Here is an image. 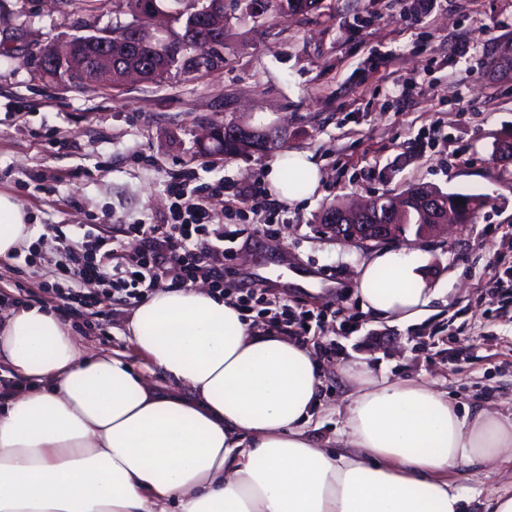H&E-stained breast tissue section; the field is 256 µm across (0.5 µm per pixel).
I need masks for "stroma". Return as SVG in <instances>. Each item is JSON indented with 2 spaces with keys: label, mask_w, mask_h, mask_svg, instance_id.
Here are the masks:
<instances>
[{
  "label": "stroma",
  "mask_w": 512,
  "mask_h": 512,
  "mask_svg": "<svg viewBox=\"0 0 512 512\" xmlns=\"http://www.w3.org/2000/svg\"><path fill=\"white\" fill-rule=\"evenodd\" d=\"M128 20L121 0H0V192L34 229L28 259L0 262V311L44 306L59 281L48 263L59 234L75 239L93 224L122 241L128 225L170 223L166 187L190 173L223 188L204 203L237 236L224 272L233 297L253 289L308 319L301 341L322 381L308 432L322 447L337 445L352 390L344 371L358 365L376 379L427 383L469 413L511 416L512 161L496 153L512 133V0H435L426 12L419 0H322L256 23L229 10L224 65L198 79L77 88L39 74L46 44ZM230 114L287 126L289 149L319 167L317 191L279 202L265 178L271 153L197 156L205 124ZM415 184L488 203L422 245L438 297L421 321L393 324L355 295L374 245L323 234L318 215ZM132 316L116 296L109 317L84 305L69 323L85 352L125 354L165 385L129 341Z\"/></svg>",
  "instance_id": "stroma-1"
}]
</instances>
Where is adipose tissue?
I'll list each match as a JSON object with an SVG mask.
<instances>
[{
  "instance_id": "adipose-tissue-1",
  "label": "adipose tissue",
  "mask_w": 512,
  "mask_h": 512,
  "mask_svg": "<svg viewBox=\"0 0 512 512\" xmlns=\"http://www.w3.org/2000/svg\"><path fill=\"white\" fill-rule=\"evenodd\" d=\"M319 178L303 150L266 172L288 203ZM32 233L0 193V261ZM423 266L417 248L374 252L355 280L364 308L393 323L425 316L437 292ZM129 332L166 388L123 355H84L56 313L0 317V362L22 382L0 397V512H462L469 495L449 470L512 456V419L462 413L428 384L378 382L362 366L346 371L340 449L319 447L304 430L321 387L310 350L201 287L157 291Z\"/></svg>"
}]
</instances>
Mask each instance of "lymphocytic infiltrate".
Here are the masks:
<instances>
[{"instance_id":"f902f5d3","label":"lymphocytic infiltrate","mask_w":512,"mask_h":512,"mask_svg":"<svg viewBox=\"0 0 512 512\" xmlns=\"http://www.w3.org/2000/svg\"><path fill=\"white\" fill-rule=\"evenodd\" d=\"M172 198V221L164 225H129L128 241L84 232L80 241L63 240L69 258L61 274L72 287L102 279L108 289L93 298L94 305L109 307L113 293H124L131 305L141 303L155 281L170 277L173 287L191 285L197 278L210 280L216 292L224 290V261L232 253L224 234L209 230V215L201 190L184 180L168 188ZM147 248H139V241Z\"/></svg>"}]
</instances>
